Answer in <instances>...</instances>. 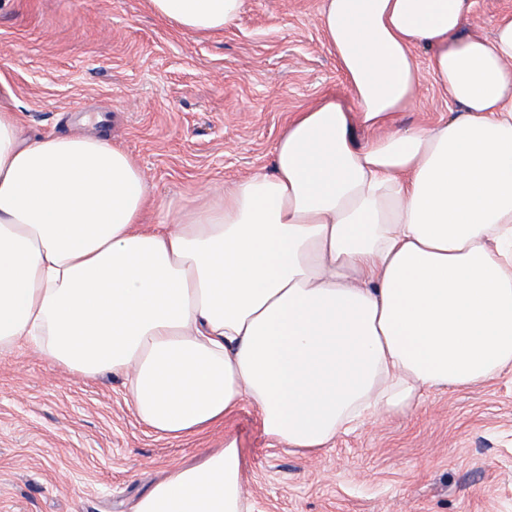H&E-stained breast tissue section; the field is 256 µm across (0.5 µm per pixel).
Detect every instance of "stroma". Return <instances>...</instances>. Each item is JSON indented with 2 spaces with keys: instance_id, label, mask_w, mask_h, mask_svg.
Instances as JSON below:
<instances>
[{
  "instance_id": "35a3bbf8",
  "label": "stroma",
  "mask_w": 512,
  "mask_h": 512,
  "mask_svg": "<svg viewBox=\"0 0 512 512\" xmlns=\"http://www.w3.org/2000/svg\"><path fill=\"white\" fill-rule=\"evenodd\" d=\"M323 0H245L239 20L193 34L149 0H0V108L22 135H103L143 171V221L216 207L272 167L296 112L348 85L319 26ZM414 102L391 126L455 106L424 48ZM235 441L253 512H512V373L427 394L317 455L270 447L246 406L223 429L173 440L139 421L120 374L88 379L21 345L0 350V512H130L170 466Z\"/></svg>"
}]
</instances>
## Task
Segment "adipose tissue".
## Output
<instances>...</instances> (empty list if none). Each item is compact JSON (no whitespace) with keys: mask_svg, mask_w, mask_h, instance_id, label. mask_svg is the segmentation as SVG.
Listing matches in <instances>:
<instances>
[{"mask_svg":"<svg viewBox=\"0 0 512 512\" xmlns=\"http://www.w3.org/2000/svg\"><path fill=\"white\" fill-rule=\"evenodd\" d=\"M188 33L242 0H149ZM475 0H324L351 103L295 113L271 172L223 207L145 224L149 192L100 136L26 139L0 110V349L125 376L139 419L182 439L253 407L271 446L318 453L427 391L512 372V14ZM458 107L358 144L415 98L416 47ZM228 443L175 465L132 512H250ZM512 11V0H478L468 29L490 36L498 16Z\"/></svg>","mask_w":512,"mask_h":512,"instance_id":"adipose-tissue-1","label":"adipose tissue"}]
</instances>
